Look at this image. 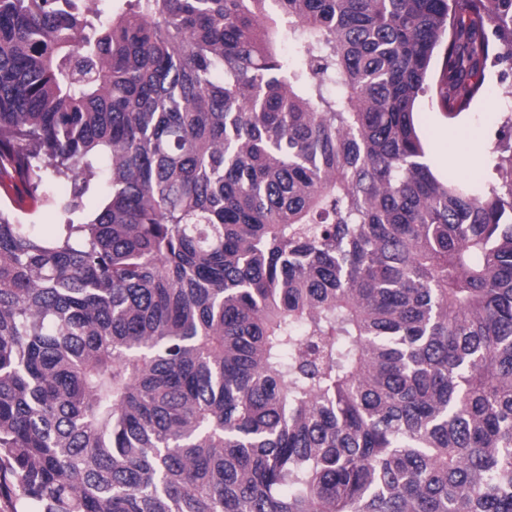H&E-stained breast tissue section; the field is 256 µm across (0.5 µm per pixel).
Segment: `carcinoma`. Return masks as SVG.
Here are the masks:
<instances>
[{
  "label": "carcinoma",
  "instance_id": "obj_1",
  "mask_svg": "<svg viewBox=\"0 0 512 512\" xmlns=\"http://www.w3.org/2000/svg\"><path fill=\"white\" fill-rule=\"evenodd\" d=\"M491 58L512 0H0V480L512 512V113L474 187L414 119Z\"/></svg>",
  "mask_w": 512,
  "mask_h": 512
}]
</instances>
